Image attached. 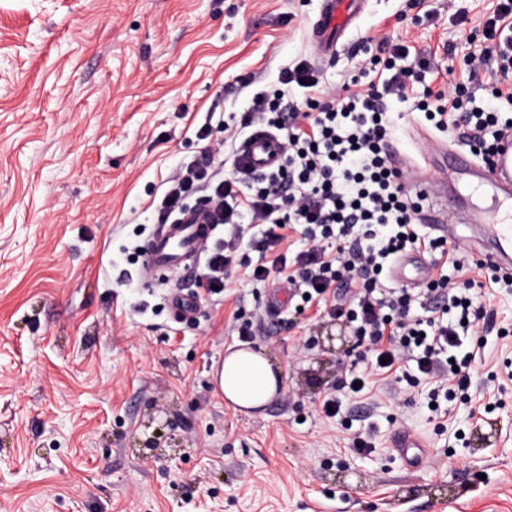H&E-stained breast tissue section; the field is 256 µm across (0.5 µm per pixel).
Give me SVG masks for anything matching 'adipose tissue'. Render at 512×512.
Here are the masks:
<instances>
[{
    "mask_svg": "<svg viewBox=\"0 0 512 512\" xmlns=\"http://www.w3.org/2000/svg\"><path fill=\"white\" fill-rule=\"evenodd\" d=\"M217 382L228 406L245 413L264 408L283 385L267 354L247 345L228 349Z\"/></svg>",
    "mask_w": 512,
    "mask_h": 512,
    "instance_id": "ef3b65f1",
    "label": "adipose tissue"
}]
</instances>
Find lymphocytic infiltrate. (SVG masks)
Segmentation results:
<instances>
[{
  "instance_id": "1",
  "label": "lymphocytic infiltrate",
  "mask_w": 512,
  "mask_h": 512,
  "mask_svg": "<svg viewBox=\"0 0 512 512\" xmlns=\"http://www.w3.org/2000/svg\"><path fill=\"white\" fill-rule=\"evenodd\" d=\"M484 36L496 44L499 69L511 70L512 0H501ZM389 52L388 58L369 61L389 73L378 88L320 100L318 74L303 62L283 69L277 88H254L238 124L225 128L224 143L236 152L254 130H267L280 141V164L256 173L238 159L228 172L190 162L171 177L159 205L165 220L187 209L188 199L197 195L213 223L227 227L204 264L209 286H224L243 225L261 224L265 230L253 246L268 260L254 280L285 269L289 284L301 287L304 305L332 299L333 315L351 325L356 346L365 347L369 360L365 368L349 370L338 392L325 396L324 406L337 413L354 395V382L369 384L374 375L395 373L411 386L431 381L428 398L435 405L467 399L472 382L473 356L463 345L476 335L480 313L472 295L477 282L469 272L482 268V261L453 260L465 275L456 285L442 276L420 293L379 286L406 249L448 254L446 239L420 234L416 218L422 200L411 196L406 178L391 162L383 98L404 96L415 68L406 64L401 46H390ZM414 107L438 131L468 128L471 152L485 164L499 135L511 126L498 109L477 106L462 84L424 89ZM297 224L307 247L291 258L278 247L283 229ZM330 241L335 250H327Z\"/></svg>"
}]
</instances>
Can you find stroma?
<instances>
[{"instance_id": "stroma-1", "label": "stroma", "mask_w": 512, "mask_h": 512, "mask_svg": "<svg viewBox=\"0 0 512 512\" xmlns=\"http://www.w3.org/2000/svg\"><path fill=\"white\" fill-rule=\"evenodd\" d=\"M497 0H364L347 43L317 59L321 0H0V512H512V335L479 334L471 399L428 407L429 384L366 394L327 418L351 359L325 306L272 317L286 273L250 276L242 250L222 294L198 273L139 275L164 181L230 159L224 126L306 61L323 86L363 72L383 40L430 60L423 85L467 83ZM391 146L418 157L432 131L388 99ZM210 124L209 139L196 131ZM197 314L175 322L170 299ZM283 373L263 415L213 385L242 319ZM423 437L408 469L397 430ZM372 433L374 450L353 441Z\"/></svg>"}]
</instances>
